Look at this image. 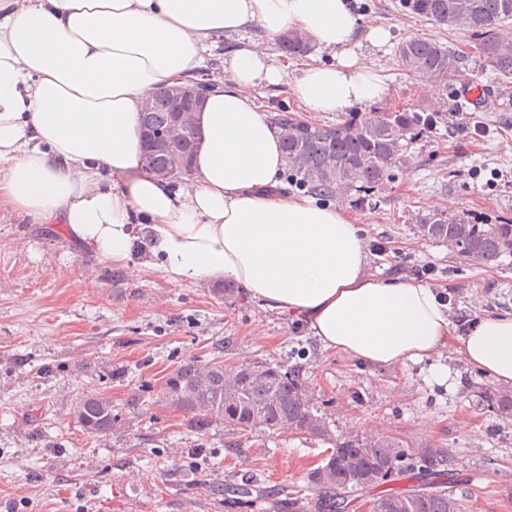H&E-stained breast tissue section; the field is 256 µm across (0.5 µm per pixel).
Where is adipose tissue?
Here are the masks:
<instances>
[{"label":"adipose tissue","instance_id":"1","mask_svg":"<svg viewBox=\"0 0 512 512\" xmlns=\"http://www.w3.org/2000/svg\"><path fill=\"white\" fill-rule=\"evenodd\" d=\"M259 26L306 34L331 62L297 69L308 112L381 100L383 80L354 51L385 29L349 0H0V202L68 225L105 259L148 242L145 264L168 280H233L270 310L301 316L324 348L373 366L430 360L442 348L512 387V314L455 334L445 303L421 281L367 271V251L340 206L275 194L280 130L254 92L283 71L258 43L236 48L198 114L193 182L172 188L143 162L141 111L159 89L187 83L217 39Z\"/></svg>","mask_w":512,"mask_h":512}]
</instances>
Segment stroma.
<instances>
[{
    "instance_id": "stroma-1",
    "label": "stroma",
    "mask_w": 512,
    "mask_h": 512,
    "mask_svg": "<svg viewBox=\"0 0 512 512\" xmlns=\"http://www.w3.org/2000/svg\"><path fill=\"white\" fill-rule=\"evenodd\" d=\"M389 33L385 45L357 52L387 87L385 104L435 112L433 126L408 147L410 165L366 198L340 204L369 252L368 272L422 281L448 306L457 333L485 315L512 312V256L474 264L422 238L418 216L445 210L476 224H512V78L474 51L470 33L402 12L395 0H350ZM431 38L464 52V69L487 101L469 104L466 84L414 77L395 50L406 38ZM263 44L273 63L290 56L257 26L216 43L196 74L209 83L240 44ZM267 113L286 108L322 125L334 112L303 111L288 83L261 88ZM210 281L172 284L143 267L138 253L112 262L81 244L67 225L38 222L0 207V512H281L277 488L315 497L306 474L328 448L350 436L388 437L407 448H439L452 489L475 512H499L512 490V416L488 407L495 388L442 349L454 381H432L428 362L373 367L323 348L300 317L266 308L250 292L228 298ZM221 357L237 366L274 360L300 366L317 396L327 437L277 431L250 439L217 423L206 435L189 416L159 405L156 393L188 358ZM96 388L112 402V433L85 432L72 409ZM257 476L252 496L223 498L218 488Z\"/></svg>"
}]
</instances>
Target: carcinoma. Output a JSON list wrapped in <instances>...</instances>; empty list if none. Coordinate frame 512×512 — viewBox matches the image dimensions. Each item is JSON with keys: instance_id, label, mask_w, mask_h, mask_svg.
I'll return each instance as SVG.
<instances>
[{"instance_id": "carcinoma-1", "label": "carcinoma", "mask_w": 512, "mask_h": 512, "mask_svg": "<svg viewBox=\"0 0 512 512\" xmlns=\"http://www.w3.org/2000/svg\"><path fill=\"white\" fill-rule=\"evenodd\" d=\"M401 10L477 37L475 50L505 77L512 76V32L503 29L512 20V0H400ZM282 52L304 56L310 39L289 32L279 39ZM399 65L415 76L439 82L468 81L460 55L440 43L413 37L396 46ZM174 116L168 98L160 96L153 109L142 113L145 138L144 161L153 170L171 168L170 151L154 136L166 131ZM282 133L288 181L295 187L330 201L343 191L372 192L395 177L409 163L407 149L432 127L435 115L413 106L378 107L371 112H350L335 125L300 120L286 109L271 117ZM201 129L190 127L178 149L194 160ZM418 233L430 240L449 243L464 258L483 264L496 263L512 254V224H471L464 218L435 212L418 218ZM234 380L240 398L224 402V385ZM309 385L300 370L279 363L256 361L235 367L213 359H187L171 372L161 386L157 402L191 415L190 426L200 432L213 423L225 425L253 437L290 426L300 433L326 436L316 402L308 399ZM489 407L501 415L512 413V393L489 392ZM76 421L99 437L112 434V401L91 389L73 406ZM447 456L430 448H405L390 438L364 442L356 436L336 444L326 459L335 478L320 468L307 475V489L316 496L318 512H348L352 493L365 489L372 478L384 481L397 472L416 475L418 484L402 491L385 492L373 498L377 512H464L461 499L442 483L428 481Z\"/></svg>"}]
</instances>
